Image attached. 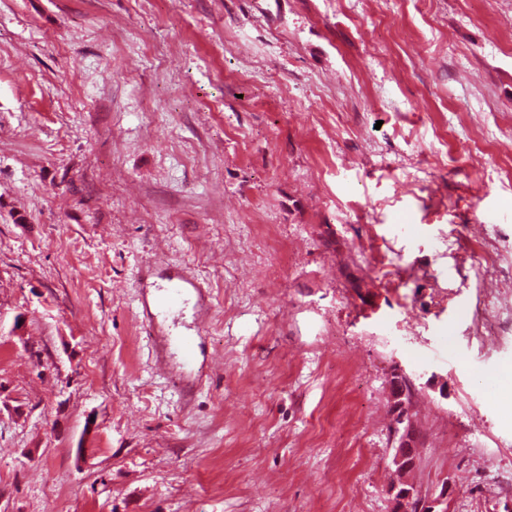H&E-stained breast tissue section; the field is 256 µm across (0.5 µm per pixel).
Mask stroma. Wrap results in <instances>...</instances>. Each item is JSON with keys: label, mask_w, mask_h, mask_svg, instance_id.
<instances>
[{"label": "stroma", "mask_w": 512, "mask_h": 512, "mask_svg": "<svg viewBox=\"0 0 512 512\" xmlns=\"http://www.w3.org/2000/svg\"><path fill=\"white\" fill-rule=\"evenodd\" d=\"M395 370L512 512V0H0V512H391ZM170 286L168 287V294L166 296V303L170 306H176L181 301L183 295L188 292L190 288L196 291L202 300H205V293L203 288L197 283L196 280L188 275L180 274L170 279Z\"/></svg>", "instance_id": "35a3bbf8"}]
</instances>
